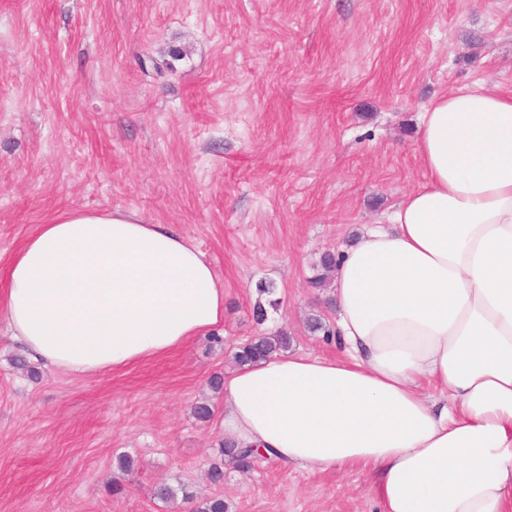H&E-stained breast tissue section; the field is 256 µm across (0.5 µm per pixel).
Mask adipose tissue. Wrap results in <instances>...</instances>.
Wrapping results in <instances>:
<instances>
[{"label": "adipose tissue", "instance_id": "1", "mask_svg": "<svg viewBox=\"0 0 512 512\" xmlns=\"http://www.w3.org/2000/svg\"><path fill=\"white\" fill-rule=\"evenodd\" d=\"M414 154L426 185L338 253L339 356L237 368L224 433L361 472L380 512H512V95L436 97ZM0 322L30 360L101 376L222 325L224 286L173 226L72 209L13 255Z\"/></svg>", "mask_w": 512, "mask_h": 512}]
</instances>
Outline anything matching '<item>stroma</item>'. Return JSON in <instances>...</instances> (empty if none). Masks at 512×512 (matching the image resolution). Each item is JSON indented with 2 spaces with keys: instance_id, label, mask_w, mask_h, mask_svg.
Returning a JSON list of instances; mask_svg holds the SVG:
<instances>
[{
  "instance_id": "35a3bbf8",
  "label": "stroma",
  "mask_w": 512,
  "mask_h": 512,
  "mask_svg": "<svg viewBox=\"0 0 512 512\" xmlns=\"http://www.w3.org/2000/svg\"><path fill=\"white\" fill-rule=\"evenodd\" d=\"M473 82L512 94V0H0V273L56 214L122 209L178 228L224 285L223 344L102 376H30L0 337V512H189L208 496L374 512L357 472L259 460L210 484L224 399L208 382L279 329L292 351L335 354L306 327L336 321L313 264L426 184L420 114ZM162 484L183 497L157 498Z\"/></svg>"
}]
</instances>
